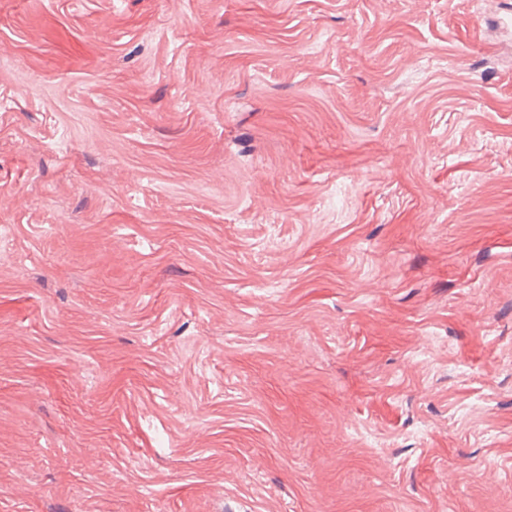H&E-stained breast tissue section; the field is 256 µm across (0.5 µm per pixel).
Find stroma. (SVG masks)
Returning a JSON list of instances; mask_svg holds the SVG:
<instances>
[{
	"mask_svg": "<svg viewBox=\"0 0 512 512\" xmlns=\"http://www.w3.org/2000/svg\"><path fill=\"white\" fill-rule=\"evenodd\" d=\"M0 512H512V0H0Z\"/></svg>",
	"mask_w": 512,
	"mask_h": 512,
	"instance_id": "stroma-1",
	"label": "stroma"
}]
</instances>
